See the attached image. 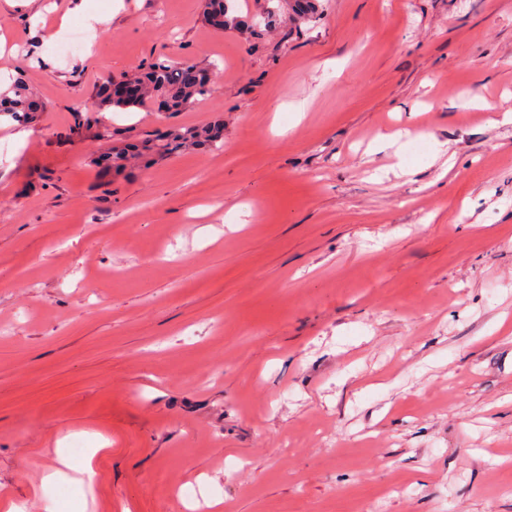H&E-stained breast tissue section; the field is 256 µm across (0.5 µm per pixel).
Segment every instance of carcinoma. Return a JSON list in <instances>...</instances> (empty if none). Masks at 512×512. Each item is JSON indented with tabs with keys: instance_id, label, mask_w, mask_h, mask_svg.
<instances>
[{
	"instance_id": "cac0c4a2",
	"label": "carcinoma",
	"mask_w": 512,
	"mask_h": 512,
	"mask_svg": "<svg viewBox=\"0 0 512 512\" xmlns=\"http://www.w3.org/2000/svg\"><path fill=\"white\" fill-rule=\"evenodd\" d=\"M207 17L212 25L224 29L239 24L237 17L231 16L224 6V0H206ZM288 15L301 25L318 16L317 0H288ZM198 83L189 85L183 78V62L177 60L155 61L148 65L144 72L137 75L142 84V95L139 97L114 98L109 92L112 81L103 83L90 109L95 123L100 127V135L111 136V126L105 121V113L114 108H142L148 104L159 102L167 112H180L193 103L209 97L211 78L206 70ZM35 99L34 93L19 81L6 92L0 94V118L25 122L33 118L36 110L31 106ZM221 140L218 128L211 126L190 127L184 130H166L157 134L156 147L164 154H174L191 145H211ZM136 146L114 148L112 153L103 156L95 163L104 169L121 170L132 157Z\"/></svg>"
}]
</instances>
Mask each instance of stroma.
<instances>
[{
    "mask_svg": "<svg viewBox=\"0 0 512 512\" xmlns=\"http://www.w3.org/2000/svg\"><path fill=\"white\" fill-rule=\"evenodd\" d=\"M48 1L0 0L42 103L0 121V503L512 512V0ZM164 57L210 96L112 140L223 145L102 179L78 114ZM75 438L91 473L44 482ZM207 17L212 25L221 28L239 25L237 17L231 16L228 9L224 6V0H207ZM288 15L298 25L312 22L318 16L317 0H289ZM156 137V147L164 154H174L191 145H211L222 139L219 129L215 126L170 129L158 133Z\"/></svg>",
    "mask_w": 512,
    "mask_h": 512,
    "instance_id": "35a3bbf8",
    "label": "stroma"
}]
</instances>
